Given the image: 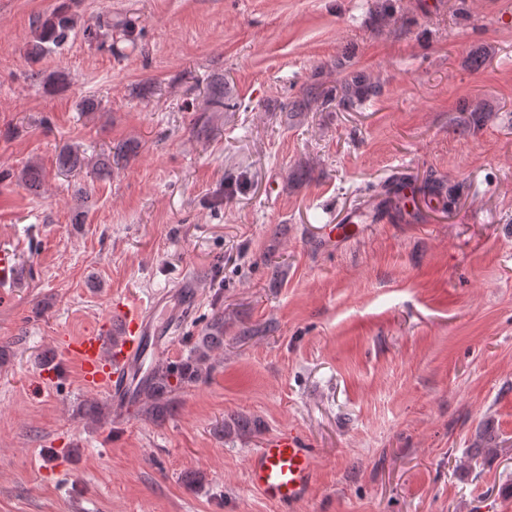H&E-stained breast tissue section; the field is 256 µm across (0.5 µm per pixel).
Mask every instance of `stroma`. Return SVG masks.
<instances>
[{
  "label": "stroma",
  "mask_w": 512,
  "mask_h": 512,
  "mask_svg": "<svg viewBox=\"0 0 512 512\" xmlns=\"http://www.w3.org/2000/svg\"><path fill=\"white\" fill-rule=\"evenodd\" d=\"M60 2L0 0V512H281L246 463L288 429L317 461L294 512H512V0H74L78 34L30 63ZM106 11L134 42H85ZM316 71L379 92L288 111ZM68 146L82 169L58 170ZM186 277L148 359L220 316L206 376L166 417L91 419L66 340Z\"/></svg>",
  "instance_id": "35a3bbf8"
}]
</instances>
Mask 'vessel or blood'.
<instances>
[{
    "label": "vessel or blood",
    "mask_w": 512,
    "mask_h": 512,
    "mask_svg": "<svg viewBox=\"0 0 512 512\" xmlns=\"http://www.w3.org/2000/svg\"><path fill=\"white\" fill-rule=\"evenodd\" d=\"M115 320L118 335L103 331L72 340L68 344L85 385L105 395L113 405H121L135 380L143 373L146 344L159 330L150 309L118 305ZM249 484L266 499L293 512L306 500L316 475V461L306 439L296 431L266 438L247 459Z\"/></svg>",
    "instance_id": "obj_1"
}]
</instances>
